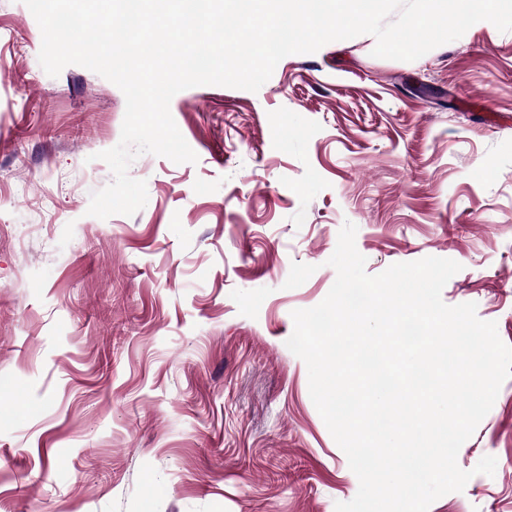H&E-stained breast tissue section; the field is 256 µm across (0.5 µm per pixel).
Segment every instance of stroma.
<instances>
[{"label": "stroma", "instance_id": "35a3bbf8", "mask_svg": "<svg viewBox=\"0 0 512 512\" xmlns=\"http://www.w3.org/2000/svg\"><path fill=\"white\" fill-rule=\"evenodd\" d=\"M0 0V512H335L359 481L286 345L344 223L368 274L433 256L512 345V32L471 26L406 62L363 34L283 58L257 92L170 112L197 163L153 154L134 215H88L123 92L49 76ZM494 475L475 473L482 457ZM429 512H512V379Z\"/></svg>", "mask_w": 512, "mask_h": 512}]
</instances>
